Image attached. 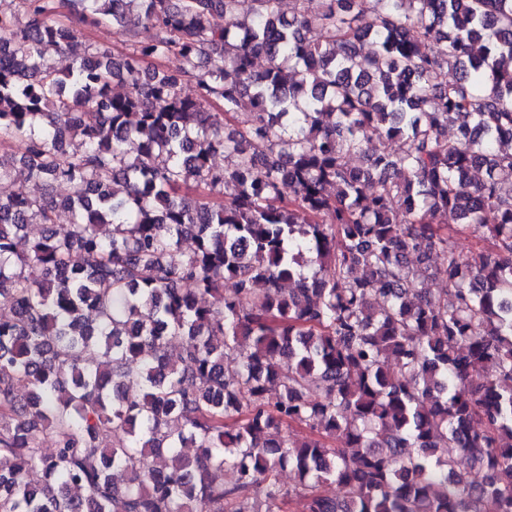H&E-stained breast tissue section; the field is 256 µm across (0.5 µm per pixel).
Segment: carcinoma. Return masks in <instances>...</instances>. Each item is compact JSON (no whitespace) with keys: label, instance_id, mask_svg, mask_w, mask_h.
Masks as SVG:
<instances>
[{"label":"carcinoma","instance_id":"cac0c4a2","mask_svg":"<svg viewBox=\"0 0 512 512\" xmlns=\"http://www.w3.org/2000/svg\"><path fill=\"white\" fill-rule=\"evenodd\" d=\"M19 2L0 512H512V0ZM60 8L128 51L55 70Z\"/></svg>","mask_w":512,"mask_h":512}]
</instances>
